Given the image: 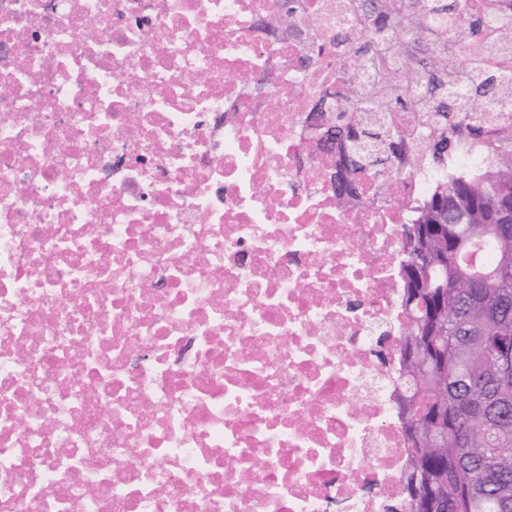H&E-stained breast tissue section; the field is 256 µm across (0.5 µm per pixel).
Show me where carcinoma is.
Segmentation results:
<instances>
[{
	"mask_svg": "<svg viewBox=\"0 0 512 512\" xmlns=\"http://www.w3.org/2000/svg\"><path fill=\"white\" fill-rule=\"evenodd\" d=\"M375 12L376 26L392 25L408 43H416L424 19L412 3ZM452 39L468 41L473 30L470 15L456 14ZM435 72L451 76L446 48L432 50ZM506 78L498 72L474 73L466 101L438 94L421 104L412 123L426 130L424 144L432 136L448 151L454 135L448 134L450 116L472 114V135H481L487 121L477 117L473 102L501 96ZM362 125L361 140L376 139L391 146L390 129L372 127L366 113L354 112ZM512 197V134L498 138L496 164L482 176H459L436 191L418 208L413 225L427 229L441 225V203L452 202L469 224L484 225L486 240L476 239L462 250L442 237L428 234L423 243L426 258L442 260L448 252L446 270L438 272L445 288L412 287L411 271L420 257L417 248L408 252L400 267V305L407 324L399 336L397 378L405 379L413 393L427 399L426 409L400 415L406 439L414 440L401 476L408 512H512V223H502L500 202ZM481 277L484 288L474 291L470 282ZM439 297L448 306L446 318L418 321L414 298ZM440 437L432 447L428 438Z\"/></svg>",
	"mask_w": 512,
	"mask_h": 512,
	"instance_id": "1",
	"label": "carcinoma"
}]
</instances>
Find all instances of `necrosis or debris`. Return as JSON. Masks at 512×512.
<instances>
[{
    "instance_id": "necrosis-or-debris-1",
    "label": "necrosis or debris",
    "mask_w": 512,
    "mask_h": 512,
    "mask_svg": "<svg viewBox=\"0 0 512 512\" xmlns=\"http://www.w3.org/2000/svg\"><path fill=\"white\" fill-rule=\"evenodd\" d=\"M461 2L511 72L512 8ZM285 4L0 0V512H407L402 228L512 114L431 165L376 113L399 174L337 204L314 103L406 43Z\"/></svg>"
}]
</instances>
